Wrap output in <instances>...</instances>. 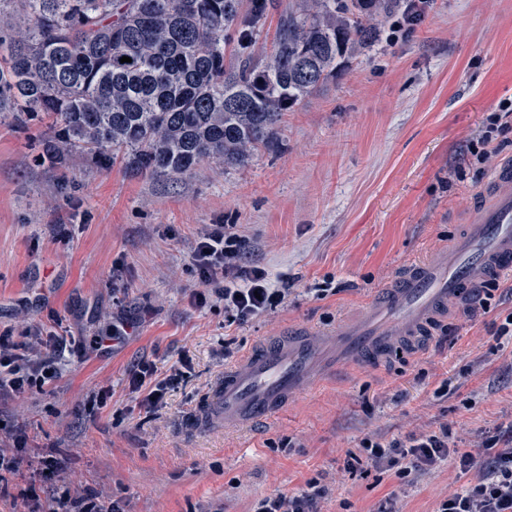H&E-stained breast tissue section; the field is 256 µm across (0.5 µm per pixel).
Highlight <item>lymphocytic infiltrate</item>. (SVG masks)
Wrapping results in <instances>:
<instances>
[{
	"mask_svg": "<svg viewBox=\"0 0 512 512\" xmlns=\"http://www.w3.org/2000/svg\"><path fill=\"white\" fill-rule=\"evenodd\" d=\"M512 144V103L499 106L487 118L484 132L472 140L468 152L476 162L485 163L503 146ZM246 243L231 224L206 225L193 248V262L204 286L197 293L199 302L215 299L223 302L228 323H244L284 304L288 291L272 287L266 269L244 265ZM104 337H93L83 345L70 336L52 334L25 341L0 336V395H19L33 387H43L58 375V360L64 354L83 356L87 348L103 346ZM155 369L140 361L129 377V388L136 395L140 410L152 413L164 402L169 389L180 384L184 373L175 370L162 380H154ZM362 454L347 452L345 470L354 469L360 460L390 471L404 480L435 468L448 456H455L459 473L468 480L449 487L437 512H512V448L487 445L479 452L465 448L449 449L443 436L425 435L385 444L365 440ZM63 462L41 456L28 473L29 481H49L53 488L43 512H122L119 504H104L89 496L71 493L63 483ZM327 491L319 479L306 481L296 492L278 493L260 500L253 512H322L321 500Z\"/></svg>",
	"mask_w": 512,
	"mask_h": 512,
	"instance_id": "obj_1",
	"label": "lymphocytic infiltrate"
}]
</instances>
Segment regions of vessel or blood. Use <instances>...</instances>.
<instances>
[{"label": "vessel or blood", "instance_id": "1", "mask_svg": "<svg viewBox=\"0 0 512 512\" xmlns=\"http://www.w3.org/2000/svg\"><path fill=\"white\" fill-rule=\"evenodd\" d=\"M512 271V160L501 163L450 250L409 263L357 320L335 330L267 338L225 370L194 419L242 427L268 418L353 364L374 365L401 341L424 336L449 304L476 296Z\"/></svg>", "mask_w": 512, "mask_h": 512}]
</instances>
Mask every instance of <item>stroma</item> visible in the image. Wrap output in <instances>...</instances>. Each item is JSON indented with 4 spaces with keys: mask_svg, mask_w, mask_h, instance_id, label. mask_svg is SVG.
Segmentation results:
<instances>
[{
    "mask_svg": "<svg viewBox=\"0 0 512 512\" xmlns=\"http://www.w3.org/2000/svg\"><path fill=\"white\" fill-rule=\"evenodd\" d=\"M505 99L512 0H431L410 34L346 59L240 167L214 160L167 179L82 152L55 167L41 159L47 122L0 125V333H130L0 399V430L25 425L30 449L64 462L72 492L125 512H251L313 477L330 489L324 512H436L454 461L407 484L364 463L344 471L345 453L443 424L449 445L477 449L512 427V336L495 335L512 275L489 312L468 319L457 305L417 347L331 375L245 430L191 433L185 420L224 373L223 343L239 359L291 327L334 328L407 263L447 249L489 179L463 158ZM206 224L236 225L246 263L288 285L282 306L229 326L222 302H196ZM184 349L191 373L157 417L128 414L133 366L152 361L162 378ZM104 383L111 397L91 406Z\"/></svg>",
    "mask_w": 512,
    "mask_h": 512,
    "instance_id": "1",
    "label": "stroma"
}]
</instances>
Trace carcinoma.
Segmentation results:
<instances>
[{
    "label": "carcinoma",
    "instance_id": "cac0c4a2",
    "mask_svg": "<svg viewBox=\"0 0 512 512\" xmlns=\"http://www.w3.org/2000/svg\"><path fill=\"white\" fill-rule=\"evenodd\" d=\"M399 2L302 0L260 59L273 0H0V122L52 115L55 165L82 150L163 177L243 166Z\"/></svg>",
    "mask_w": 512,
    "mask_h": 512
}]
</instances>
